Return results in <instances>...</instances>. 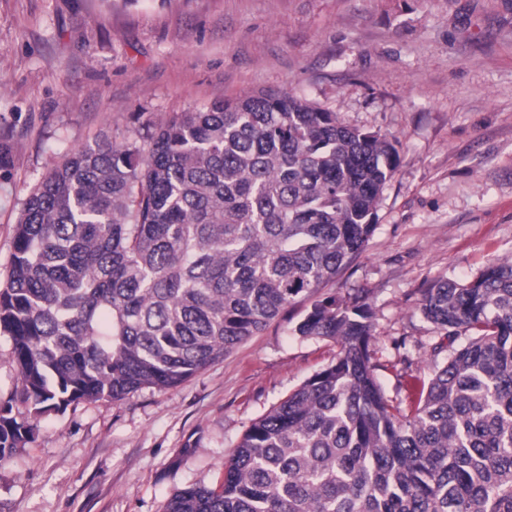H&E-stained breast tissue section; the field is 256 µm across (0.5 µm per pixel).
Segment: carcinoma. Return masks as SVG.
Here are the masks:
<instances>
[{
	"instance_id": "1",
	"label": "carcinoma",
	"mask_w": 512,
	"mask_h": 512,
	"mask_svg": "<svg viewBox=\"0 0 512 512\" xmlns=\"http://www.w3.org/2000/svg\"><path fill=\"white\" fill-rule=\"evenodd\" d=\"M397 144L261 91L49 168L0 284L30 406H0V463L44 413L176 387L306 298L294 332L334 341L335 360L166 512H512V260L425 289L424 318L466 342L405 407L376 377L365 296L315 298L373 234Z\"/></svg>"
}]
</instances>
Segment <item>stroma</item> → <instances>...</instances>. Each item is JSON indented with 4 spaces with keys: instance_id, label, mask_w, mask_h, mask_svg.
Here are the masks:
<instances>
[{
    "instance_id": "stroma-1",
    "label": "stroma",
    "mask_w": 512,
    "mask_h": 512,
    "mask_svg": "<svg viewBox=\"0 0 512 512\" xmlns=\"http://www.w3.org/2000/svg\"><path fill=\"white\" fill-rule=\"evenodd\" d=\"M396 138L363 252L325 293L365 294L392 400L432 376L421 290L512 257V0H0V282L29 191L71 150L262 90ZM298 300L179 386L70 404L0 465V512H164L215 486L250 423L334 360ZM423 343L411 366L395 338Z\"/></svg>"
}]
</instances>
